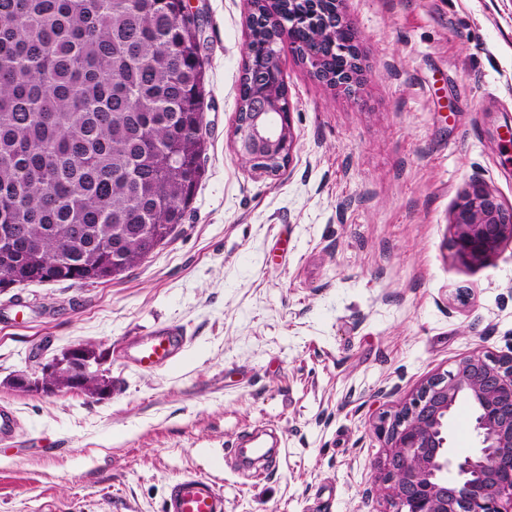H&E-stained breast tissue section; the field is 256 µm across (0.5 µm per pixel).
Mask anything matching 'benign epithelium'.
I'll list each match as a JSON object with an SVG mask.
<instances>
[{
    "instance_id": "7a95c632",
    "label": "benign epithelium",
    "mask_w": 512,
    "mask_h": 512,
    "mask_svg": "<svg viewBox=\"0 0 512 512\" xmlns=\"http://www.w3.org/2000/svg\"><path fill=\"white\" fill-rule=\"evenodd\" d=\"M277 32L276 44H288L330 85L353 91L359 84L357 35L337 8L321 20L315 14L272 9L262 18ZM305 33L302 39L294 32ZM283 79L280 61L270 69L268 84L238 113L234 150L254 171L277 174L292 155L294 137L289 105L272 90ZM457 258L475 263L512 241V206L482 182H473L452 219ZM108 375L102 358L92 359L78 346L55 357L16 382L53 393L63 382L82 387ZM460 402L473 411L477 446L459 455L449 444L453 411ZM376 430L385 443V458L375 484L394 512H512V354L475 351L456 367L421 383Z\"/></svg>"
}]
</instances>
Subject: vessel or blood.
Wrapping results in <instances>:
<instances>
[{
	"instance_id": "obj_1",
	"label": "vessel or blood",
	"mask_w": 512,
	"mask_h": 512,
	"mask_svg": "<svg viewBox=\"0 0 512 512\" xmlns=\"http://www.w3.org/2000/svg\"><path fill=\"white\" fill-rule=\"evenodd\" d=\"M189 341L180 326L166 325L130 343L125 356L141 371L163 370L181 359ZM162 512H224V492L208 478L186 474L169 485Z\"/></svg>"
}]
</instances>
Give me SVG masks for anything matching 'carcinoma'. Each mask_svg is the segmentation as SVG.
<instances>
[{"label":"carcinoma","instance_id":"cac0c4a2","mask_svg":"<svg viewBox=\"0 0 512 512\" xmlns=\"http://www.w3.org/2000/svg\"><path fill=\"white\" fill-rule=\"evenodd\" d=\"M253 35L266 54L274 32ZM205 71L181 0H0V225L13 237L1 279L85 280L90 262L119 275L182 223L201 177ZM170 151L181 162L159 179ZM114 223L126 264L110 271Z\"/></svg>","mask_w":512,"mask_h":512}]
</instances>
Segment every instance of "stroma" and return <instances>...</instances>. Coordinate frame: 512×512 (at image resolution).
Masks as SVG:
<instances>
[{"instance_id":"35a3bbf8","label":"stroma","mask_w":512,"mask_h":512,"mask_svg":"<svg viewBox=\"0 0 512 512\" xmlns=\"http://www.w3.org/2000/svg\"><path fill=\"white\" fill-rule=\"evenodd\" d=\"M208 63L202 176L184 219L109 281L0 291V512H162L185 474L225 512H386L365 497L374 426L476 349L512 352V242L461 263L452 213L471 181L512 206V0H343L360 86L281 62L295 148L274 176L233 147L248 0H191ZM190 343L145 373L126 344L163 325ZM95 344L102 399L13 387ZM273 432L276 466L246 479L229 450Z\"/></svg>"}]
</instances>
